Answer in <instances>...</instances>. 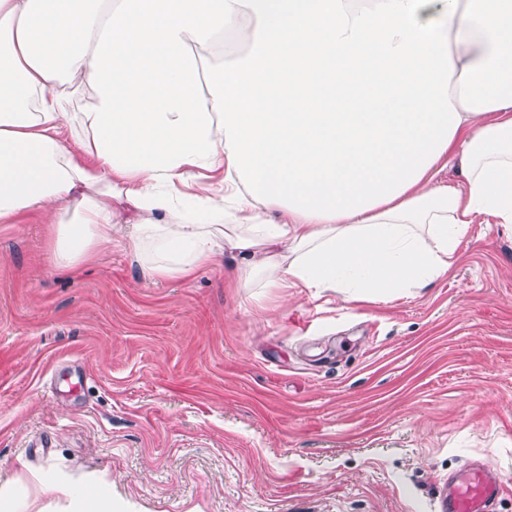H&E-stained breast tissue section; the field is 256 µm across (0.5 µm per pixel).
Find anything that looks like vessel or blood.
Returning a JSON list of instances; mask_svg holds the SVG:
<instances>
[{
  "label": "vessel or blood",
  "mask_w": 512,
  "mask_h": 512,
  "mask_svg": "<svg viewBox=\"0 0 512 512\" xmlns=\"http://www.w3.org/2000/svg\"><path fill=\"white\" fill-rule=\"evenodd\" d=\"M501 484L490 467L479 460L448 478L442 512H494Z\"/></svg>",
  "instance_id": "obj_1"
}]
</instances>
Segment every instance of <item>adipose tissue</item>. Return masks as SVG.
Wrapping results in <instances>:
<instances>
[{"mask_svg": "<svg viewBox=\"0 0 512 512\" xmlns=\"http://www.w3.org/2000/svg\"><path fill=\"white\" fill-rule=\"evenodd\" d=\"M30 211L62 271L121 236L150 278L425 287L477 216L512 224V0H0V224ZM94 486L1 483L0 512H112Z\"/></svg>", "mask_w": 512, "mask_h": 512, "instance_id": "obj_1", "label": "adipose tissue"}]
</instances>
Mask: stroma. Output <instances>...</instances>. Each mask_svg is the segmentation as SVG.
Instances as JSON below:
<instances>
[{"label": "stroma", "mask_w": 512, "mask_h": 512, "mask_svg": "<svg viewBox=\"0 0 512 512\" xmlns=\"http://www.w3.org/2000/svg\"><path fill=\"white\" fill-rule=\"evenodd\" d=\"M0 224V480L88 475L112 512H439L488 462L512 512V230L387 303L238 288L231 258L144 276L120 243L53 270Z\"/></svg>", "instance_id": "stroma-1"}]
</instances>
